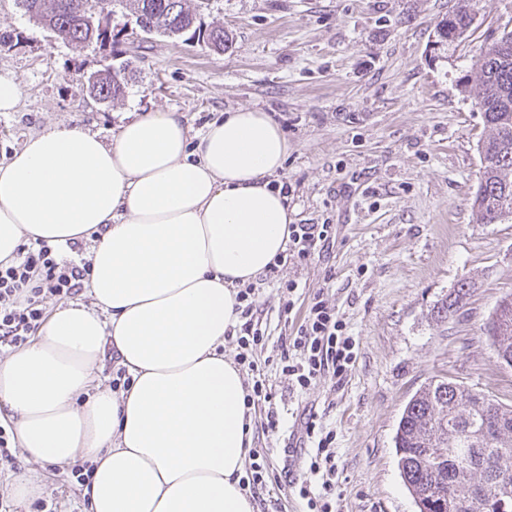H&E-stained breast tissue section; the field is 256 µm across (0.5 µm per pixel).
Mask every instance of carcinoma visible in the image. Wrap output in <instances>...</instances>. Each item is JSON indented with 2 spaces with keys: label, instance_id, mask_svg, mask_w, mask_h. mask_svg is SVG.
Here are the masks:
<instances>
[{
  "label": "carcinoma",
  "instance_id": "obj_1",
  "mask_svg": "<svg viewBox=\"0 0 512 512\" xmlns=\"http://www.w3.org/2000/svg\"><path fill=\"white\" fill-rule=\"evenodd\" d=\"M25 14L66 45L112 46L105 0H18ZM149 33L180 38L194 26L187 0H121ZM441 18L435 43L456 46L472 31L469 0ZM477 76L459 78L460 93L482 112L490 134L478 145L481 176L473 199L478 224L512 223V30L505 29L475 63ZM126 67L107 65L89 79V94L108 104L125 92ZM463 280L439 306L448 319L466 305ZM486 334L497 356L512 359V294L498 300ZM402 481L419 512H512V491H499L502 467L512 469V407L446 377L434 376L405 404L395 434Z\"/></svg>",
  "mask_w": 512,
  "mask_h": 512
}]
</instances>
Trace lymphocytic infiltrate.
I'll return each instance as SVG.
<instances>
[{
	"mask_svg": "<svg viewBox=\"0 0 512 512\" xmlns=\"http://www.w3.org/2000/svg\"><path fill=\"white\" fill-rule=\"evenodd\" d=\"M289 242L269 268L270 277L278 276L288 264L301 263L321 253L332 242L328 224H292ZM20 261L0 264V348L24 345L31 333L44 320V297L61 299L78 294L89 274L88 262H63L56 256L55 246L41 241L22 245ZM242 324L236 335L240 349L264 345L261 325L265 309L255 288L241 289L237 295ZM280 363L288 378L290 390L307 392L318 381L342 380L355 361V343L346 326L336 316L322 294H315L295 332L281 340ZM291 454L296 466H283L284 483L304 500L307 512H336L335 435L317 424L315 415L304 417L291 433ZM304 469L305 477H297L295 469Z\"/></svg>",
	"mask_w": 512,
	"mask_h": 512,
	"instance_id": "lymphocytic-infiltrate-1",
	"label": "lymphocytic infiltrate"
}]
</instances>
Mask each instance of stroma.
I'll return each mask as SVG.
<instances>
[{
    "instance_id": "obj_1",
    "label": "stroma",
    "mask_w": 512,
    "mask_h": 512,
    "mask_svg": "<svg viewBox=\"0 0 512 512\" xmlns=\"http://www.w3.org/2000/svg\"><path fill=\"white\" fill-rule=\"evenodd\" d=\"M458 0H210L201 29L223 25L224 50L202 38L143 33L121 6L107 4L125 66L124 96L94 103L86 79L100 69L98 45L73 48L30 20L16 0H0V77L20 83L15 111L0 112V162L25 140L64 123L111 138L147 111L182 113L193 130L239 108L265 112L288 140L277 176L288 186L298 224H332L333 247L284 267L261 284L264 348L251 359L276 394L278 432L261 428L253 445L282 468L288 437L305 409L336 433L337 512H418L397 467L394 435L409 398L445 376L512 405V368L501 365L484 333L499 298L512 292V223H476L472 202L481 163L483 114L459 90L462 75L504 27L512 0H470L476 29L449 58L436 56V23ZM466 306L446 320L433 308L462 279ZM293 280L296 306L323 292L356 342L341 387L323 380L290 391L278 365L281 337L297 324L279 316V281ZM35 477L54 512H84L82 485L69 466L36 465L17 455L0 465V495L11 512H36L15 500L17 478Z\"/></svg>"
}]
</instances>
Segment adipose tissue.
Returning a JSON list of instances; mask_svg holds the SVG:
<instances>
[{"label": "adipose tissue", "mask_w": 512, "mask_h": 512, "mask_svg": "<svg viewBox=\"0 0 512 512\" xmlns=\"http://www.w3.org/2000/svg\"><path fill=\"white\" fill-rule=\"evenodd\" d=\"M288 140L240 108L192 131L147 112L112 140L56 125L0 164V263L89 242L88 302L58 304L0 359V416L28 461H89L86 512H254L245 379L224 355L241 288L285 251ZM131 378L94 389L105 349Z\"/></svg>", "instance_id": "obj_1"}]
</instances>
